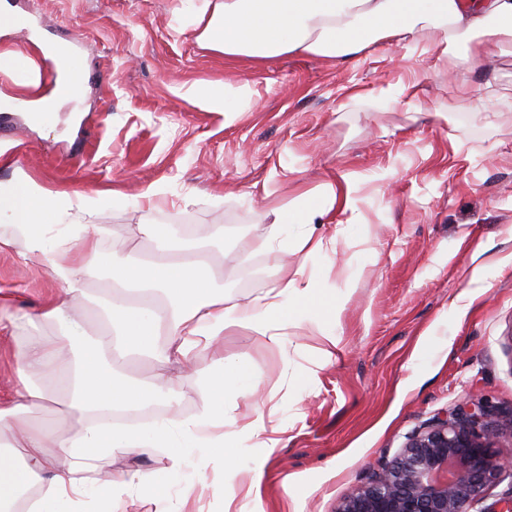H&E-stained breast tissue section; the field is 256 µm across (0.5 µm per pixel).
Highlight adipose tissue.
<instances>
[{"label":"adipose tissue","instance_id":"ef3b65f1","mask_svg":"<svg viewBox=\"0 0 512 512\" xmlns=\"http://www.w3.org/2000/svg\"><path fill=\"white\" fill-rule=\"evenodd\" d=\"M195 40L206 50L227 58L268 59L283 55H317L349 60L386 42L408 46L431 40L449 78L496 59L512 41V0H203ZM98 199L82 194L53 193L27 176L12 192L0 190V215L12 217L26 248L50 267L60 296L48 301L24 322L0 323L1 336H13L20 325H58L59 335L17 339L14 358L19 381L0 399V427L7 443L0 448V506L15 502L21 490L38 486L28 512H83L96 481V462L106 452H132L140 445L178 447L171 471L185 463L198 469L210 464L223 447L224 393L232 388L257 390L234 362H225L203 394L205 406L197 417L161 421L144 428L116 427L111 413L137 407L147 390L175 392L171 372H158L150 387L118 377L114 348L118 341L146 344L159 332L171 341L165 355L180 368L192 365V347L212 344L225 332L243 329L280 344L276 324L295 313L303 289L294 283L270 289L258 311L228 306L223 296L198 297L202 282L198 260L186 257L127 267L112 280L124 290L105 297L102 326L88 335L83 320L70 312L72 302L86 299L88 270L84 254H98L110 235L106 224H84ZM51 215L59 226L48 241L40 219ZM64 376L76 407L88 411L85 425L71 432L62 421L35 423L31 415L50 397L41 377Z\"/></svg>","mask_w":512,"mask_h":512}]
</instances>
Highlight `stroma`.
Here are the masks:
<instances>
[{"label": "stroma", "instance_id": "35a3bbf8", "mask_svg": "<svg viewBox=\"0 0 512 512\" xmlns=\"http://www.w3.org/2000/svg\"><path fill=\"white\" fill-rule=\"evenodd\" d=\"M29 28L0 30L53 89L41 45L75 31L86 74L79 97L30 123L32 96L0 73V187L25 174L52 192L95 194L90 221L111 227L87 286L102 294L114 267L166 260L206 236L212 292L245 304L283 280L311 290L312 318L281 324V348L235 331L194 352L176 389L198 411L220 358L258 377L255 394L224 395V448L203 473L170 472L169 448L114 452L113 472L152 473L168 512H336L339 501L393 460L408 437L463 398L503 423L512 453V42L496 70L467 74L498 99L479 116L436 51L406 55L381 42L351 62L287 55L227 60L196 43L191 0H23L0 12ZM248 85V99L213 110L196 84ZM416 86L412 105L399 93ZM352 185L357 209L281 225L276 210L328 203ZM154 189L151 200L141 194ZM165 224L172 250L138 233ZM322 239L321 253L297 247ZM0 320L36 313L57 294L52 272L0 218ZM339 291L340 313L327 303ZM337 334L331 344L329 334ZM257 423L253 439L242 428Z\"/></svg>", "mask_w": 512, "mask_h": 512}]
</instances>
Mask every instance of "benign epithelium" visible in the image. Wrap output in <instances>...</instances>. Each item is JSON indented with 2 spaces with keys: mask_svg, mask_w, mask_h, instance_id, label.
<instances>
[{
  "mask_svg": "<svg viewBox=\"0 0 512 512\" xmlns=\"http://www.w3.org/2000/svg\"><path fill=\"white\" fill-rule=\"evenodd\" d=\"M499 425L483 405L460 403L410 436L399 454L344 496L336 512H472L512 476L498 450Z\"/></svg>",
  "mask_w": 512,
  "mask_h": 512,
  "instance_id": "1",
  "label": "benign epithelium"
}]
</instances>
